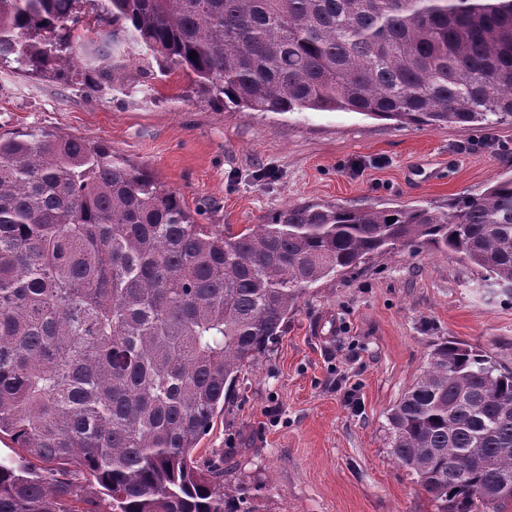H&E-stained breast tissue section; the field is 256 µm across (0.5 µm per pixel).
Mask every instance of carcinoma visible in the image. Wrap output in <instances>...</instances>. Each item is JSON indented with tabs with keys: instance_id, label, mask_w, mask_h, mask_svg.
<instances>
[{
	"instance_id": "1",
	"label": "carcinoma",
	"mask_w": 512,
	"mask_h": 512,
	"mask_svg": "<svg viewBox=\"0 0 512 512\" xmlns=\"http://www.w3.org/2000/svg\"><path fill=\"white\" fill-rule=\"evenodd\" d=\"M82 2L0 0V62L110 77L131 42L226 107L512 126V0H108L77 35ZM424 244L512 295V176L446 210L288 207L235 233L105 144L0 137V512H92L83 479L109 512H259L196 456L226 392L307 288ZM389 425L438 512L512 502V371L483 351L436 348Z\"/></svg>"
}]
</instances>
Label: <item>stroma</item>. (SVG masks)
<instances>
[{"label":"stroma","instance_id":"obj_1","mask_svg":"<svg viewBox=\"0 0 512 512\" xmlns=\"http://www.w3.org/2000/svg\"><path fill=\"white\" fill-rule=\"evenodd\" d=\"M0 63V136L46 131L146 166L202 224L240 231L289 206L447 208L512 174V127L421 129L356 112H255L193 92L182 71L92 89ZM428 246L309 288L243 371L198 453L224 452L261 512H436L391 455L392 407L448 341L512 368V297Z\"/></svg>","mask_w":512,"mask_h":512}]
</instances>
